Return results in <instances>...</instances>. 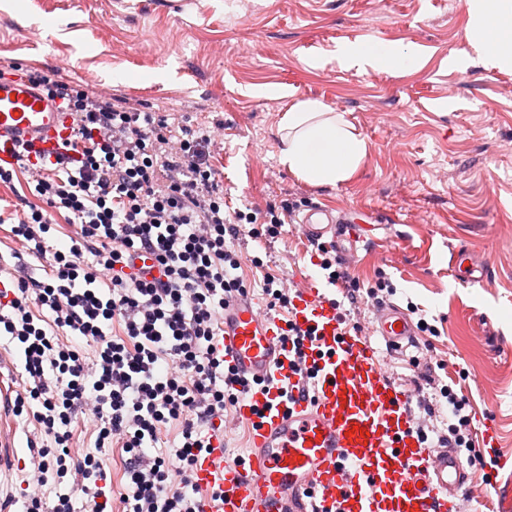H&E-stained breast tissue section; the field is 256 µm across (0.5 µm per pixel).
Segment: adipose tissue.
<instances>
[{
    "instance_id": "ef3b65f1",
    "label": "adipose tissue",
    "mask_w": 512,
    "mask_h": 512,
    "mask_svg": "<svg viewBox=\"0 0 512 512\" xmlns=\"http://www.w3.org/2000/svg\"><path fill=\"white\" fill-rule=\"evenodd\" d=\"M470 44L494 65L512 67V0H466ZM280 164L303 182L333 187L348 179L368 154L343 113L317 99L296 101L279 123Z\"/></svg>"
}]
</instances>
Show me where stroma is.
I'll use <instances>...</instances> for the list:
<instances>
[{
	"label": "stroma",
	"instance_id": "stroma-1",
	"mask_svg": "<svg viewBox=\"0 0 512 512\" xmlns=\"http://www.w3.org/2000/svg\"><path fill=\"white\" fill-rule=\"evenodd\" d=\"M469 22L465 0H0V78L54 73L166 110L176 134L221 127L209 162L227 208L261 223L283 204L295 210L277 240L238 245L258 307L265 277L325 281L297 214L321 204L363 218L370 239L347 259L351 277L388 279L391 303L417 305L436 329L383 351L389 377L414 390L418 359L454 381L486 461L470 468L467 500L512 512V68L478 55ZM371 43L420 63L338 62L341 45ZM298 98L344 113L369 145L336 186L278 162V125ZM40 204L23 169L0 182L1 257L26 255L12 227ZM459 248L486 263L484 281L464 283L451 264Z\"/></svg>",
	"mask_w": 512,
	"mask_h": 512
}]
</instances>
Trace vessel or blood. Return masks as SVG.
I'll use <instances>...</instances> for the list:
<instances>
[{"label": "vessel or blood", "instance_id": "vessel-or-blood-1", "mask_svg": "<svg viewBox=\"0 0 512 512\" xmlns=\"http://www.w3.org/2000/svg\"><path fill=\"white\" fill-rule=\"evenodd\" d=\"M79 121L62 102L24 80L0 81V165L24 147L56 155ZM328 208H311L301 233L320 240L334 223ZM454 268L474 283L484 266L466 249ZM334 289L305 281L286 317L266 315L251 299L224 310V365L238 380L235 423L249 427L247 454L226 459L223 438L196 464L192 484L204 512H460L468 482L457 450L426 447L411 396L386 371L371 336L398 351L413 324L398 307L376 313L371 335L346 328ZM303 331L313 394L293 360L288 327Z\"/></svg>", "mask_w": 512, "mask_h": 512}]
</instances>
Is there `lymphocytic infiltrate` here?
I'll use <instances>...</instances> for the list:
<instances>
[{
    "mask_svg": "<svg viewBox=\"0 0 512 512\" xmlns=\"http://www.w3.org/2000/svg\"><path fill=\"white\" fill-rule=\"evenodd\" d=\"M31 83L59 98L80 122L55 160L17 153L41 207L21 214L12 233L44 262L38 280L26 265L6 267L0 289V338L13 344L25 373L13 411L28 415L49 442L31 446L23 512H108L98 480L104 449L125 454L122 512H202L191 474L235 408L236 379L218 349L224 305L249 289L238 276L233 242L244 232L224 214V190L207 162L212 134L172 138L161 112L44 73ZM66 211L76 228L68 250L47 245L52 216ZM154 256L164 277L129 272L134 254ZM320 267L328 284L383 304L385 283L364 288L328 248ZM440 394L454 417L441 447L479 456L467 433L468 400L450 386ZM86 413L95 449L73 446L72 423ZM180 426L173 451L157 446L162 425ZM80 484L85 499H49L48 483Z\"/></svg>",
    "mask_w": 512,
    "mask_h": 512,
    "instance_id": "f902f5d3",
    "label": "lymphocytic infiltrate"
}]
</instances>
